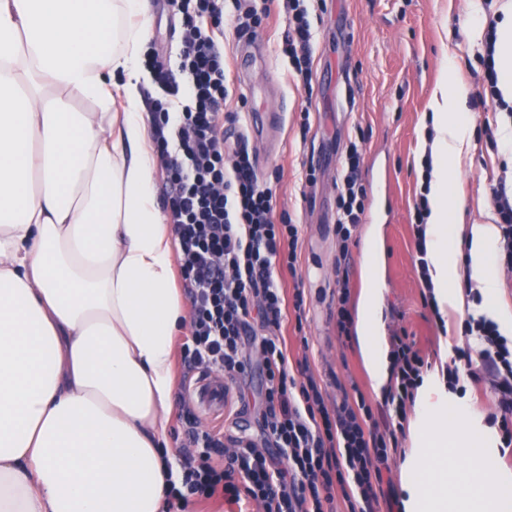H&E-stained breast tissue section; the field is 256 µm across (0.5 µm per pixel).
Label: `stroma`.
<instances>
[{
  "instance_id": "1",
  "label": "stroma",
  "mask_w": 512,
  "mask_h": 512,
  "mask_svg": "<svg viewBox=\"0 0 512 512\" xmlns=\"http://www.w3.org/2000/svg\"><path fill=\"white\" fill-rule=\"evenodd\" d=\"M152 31L147 50L177 59L181 29L167 0H148ZM310 20L316 33L313 62L315 92L306 100L302 88L279 57L288 24L281 0H273L269 24L257 36L231 28L216 33L233 80L247 79L255 93L232 99L231 110L250 119L252 112H278L282 120L251 134L256 169L274 194L276 212H288L301 226L298 271L307 298L301 316L283 324L288 364H308L328 402L360 391L378 420L388 412L370 382L354 341L339 340L332 311L339 241L335 231L339 158L349 137L364 135L362 169L367 210L352 246L350 307H357L373 262L383 288L384 338L406 332L434 370L429 382L451 408L470 410L468 426L495 434L491 418L498 394L491 374L463 378L465 394L449 392L440 372L454 347L469 346L462 335L463 315L442 328L424 303L425 288L414 264V211L422 190L423 144L433 129L432 98L441 65L456 59V81L465 97L481 92L483 66L473 33V0H312ZM310 111V131L302 133L300 113ZM315 169L305 181L306 165ZM512 167V148L493 151L473 143L453 174V200L466 222L481 220L490 206L489 179L501 165ZM416 407H408L399 447L384 472V494L413 498L417 490L405 479V467L421 446Z\"/></svg>"
}]
</instances>
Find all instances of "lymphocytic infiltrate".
<instances>
[{
    "mask_svg": "<svg viewBox=\"0 0 512 512\" xmlns=\"http://www.w3.org/2000/svg\"><path fill=\"white\" fill-rule=\"evenodd\" d=\"M308 0H285L288 28L279 47L288 71L312 92L315 35ZM496 0H485V65L479 104L484 127L499 115L512 119V101L499 89L496 68ZM182 28L177 64L148 56L152 80L163 93L152 112L151 137L168 190L164 208L178 244L181 285L190 304V337L184 343L186 373L217 370L234 380L253 366L265 374L259 408L261 441H238L224 448L223 430H202L190 404H183L187 426L180 448L179 487L171 500L223 497L230 504L248 500L260 512H376L382 470L396 447L394 422L379 423L365 398L329 406L308 368L291 371L282 334L288 313H302L303 281L297 276L300 227L290 216H276L273 191L255 172L240 113L228 110L234 90L215 29L231 26L258 34L270 16L264 0H172ZM237 130L228 139L225 127ZM364 141L349 140L336 196V236L340 256L365 212L361 178ZM490 195L502 230L500 259L512 269V172L501 169ZM293 277L292 295L282 282ZM464 333L479 337V354L458 347L444 376L449 389L461 377L485 368L496 378L503 447L512 446V338L487 315H468ZM390 382L384 395L396 419L406 416L430 369L406 335L391 339Z\"/></svg>",
    "mask_w": 512,
    "mask_h": 512,
    "instance_id": "f902f5d3",
    "label": "lymphocytic infiltrate"
}]
</instances>
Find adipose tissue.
Listing matches in <instances>:
<instances>
[{
  "label": "adipose tissue",
  "instance_id": "adipose-tissue-1",
  "mask_svg": "<svg viewBox=\"0 0 512 512\" xmlns=\"http://www.w3.org/2000/svg\"><path fill=\"white\" fill-rule=\"evenodd\" d=\"M150 30L146 0H0V512H163L177 479L162 443L188 310L138 107ZM454 71L444 64L434 95L426 234L439 306L457 313L463 277L494 299L500 236L452 203L449 170L471 146ZM463 246L466 273L453 259ZM381 304L370 283L356 326L378 392ZM419 406L415 512H512L486 490L498 451L475 446L466 412L447 413L431 388Z\"/></svg>",
  "mask_w": 512,
  "mask_h": 512
}]
</instances>
